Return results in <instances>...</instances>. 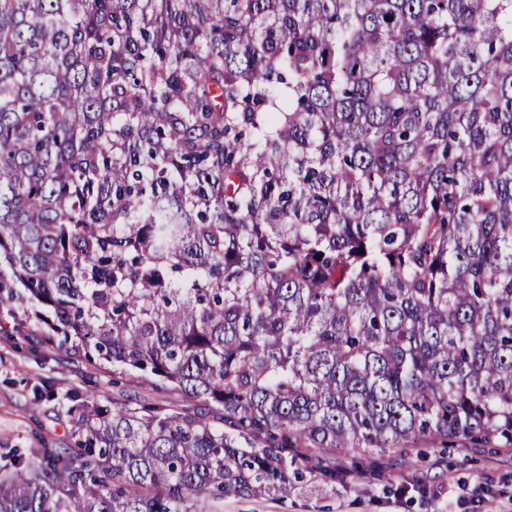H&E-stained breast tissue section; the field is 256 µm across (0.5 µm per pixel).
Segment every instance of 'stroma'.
Instances as JSON below:
<instances>
[{
    "instance_id": "stroma-1",
    "label": "stroma",
    "mask_w": 512,
    "mask_h": 512,
    "mask_svg": "<svg viewBox=\"0 0 512 512\" xmlns=\"http://www.w3.org/2000/svg\"><path fill=\"white\" fill-rule=\"evenodd\" d=\"M26 294L0 304V448L32 454L43 446L72 448L67 396L79 392L104 405L126 399L169 400L112 369L87 361L71 343L42 342ZM417 477L426 492L407 489ZM512 447L424 441L404 457H386L378 476L333 486H303L288 497H228L207 512H507Z\"/></svg>"
}]
</instances>
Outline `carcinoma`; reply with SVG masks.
I'll return each instance as SVG.
<instances>
[{
	"label": "carcinoma",
	"mask_w": 512,
	"mask_h": 512,
	"mask_svg": "<svg viewBox=\"0 0 512 512\" xmlns=\"http://www.w3.org/2000/svg\"><path fill=\"white\" fill-rule=\"evenodd\" d=\"M16 285L198 407L71 395L79 450L0 448V512H205L512 445V0H0Z\"/></svg>",
	"instance_id": "carcinoma-1"
}]
</instances>
